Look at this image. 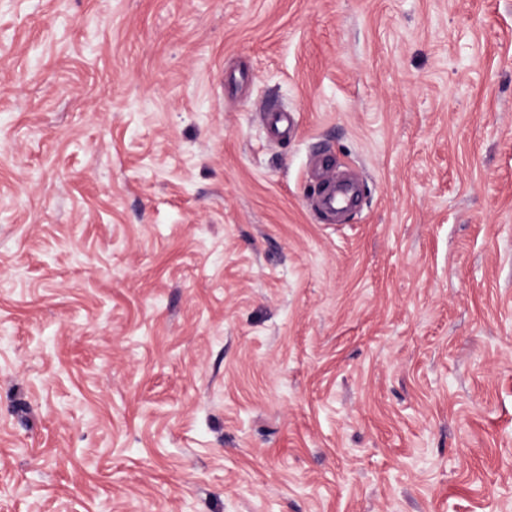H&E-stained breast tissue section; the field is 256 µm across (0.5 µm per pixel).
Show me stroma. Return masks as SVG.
<instances>
[{"label": "stroma", "mask_w": 512, "mask_h": 512, "mask_svg": "<svg viewBox=\"0 0 512 512\" xmlns=\"http://www.w3.org/2000/svg\"><path fill=\"white\" fill-rule=\"evenodd\" d=\"M0 512H512V0H0ZM264 122L267 128L269 136L272 138H287L291 127L293 126V120L290 113L280 110L262 111ZM354 192L353 186L349 183H341L330 196H325L323 206L331 213L336 210H347L353 204Z\"/></svg>", "instance_id": "35a3bbf8"}]
</instances>
